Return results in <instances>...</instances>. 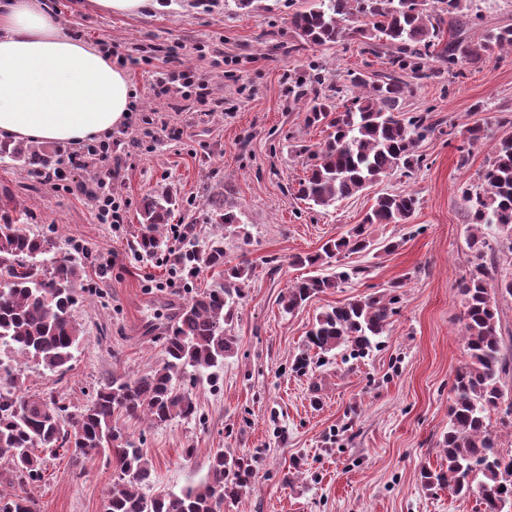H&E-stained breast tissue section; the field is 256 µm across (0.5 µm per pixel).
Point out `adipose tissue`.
Instances as JSON below:
<instances>
[{
	"label": "adipose tissue",
	"mask_w": 512,
	"mask_h": 512,
	"mask_svg": "<svg viewBox=\"0 0 512 512\" xmlns=\"http://www.w3.org/2000/svg\"><path fill=\"white\" fill-rule=\"evenodd\" d=\"M131 105L126 71L64 34L49 0H0V138L78 144Z\"/></svg>",
	"instance_id": "adipose-tissue-1"
}]
</instances>
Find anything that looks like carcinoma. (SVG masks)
<instances>
[{"label":"carcinoma","instance_id":"obj_1","mask_svg":"<svg viewBox=\"0 0 512 512\" xmlns=\"http://www.w3.org/2000/svg\"><path fill=\"white\" fill-rule=\"evenodd\" d=\"M482 19L472 0H316L295 12L291 23L303 44L335 45L356 37L365 54L387 55L386 71L354 72L339 85L320 74L321 86L306 116L311 125H325L327 135L303 145L308 168L298 181L297 196L319 207L349 198L395 170L420 169L419 146L438 126L429 112H406L412 92L404 77L434 75V64L458 75L494 50H512V27L487 30L477 41L462 33ZM505 130L495 139L481 184L462 189L470 220L468 248L474 253L469 274L457 291L464 307L462 337L468 361L456 373L448 432L442 441L446 467L426 471L428 484L446 485L457 495H477L481 512H512V451L500 448L491 415L512 427V398L505 399L512 380V348L500 330L497 296L512 298V272H500L497 251L512 254V113L496 118ZM9 156L32 172L52 165L45 147L20 141L0 142V157ZM420 204L416 194L401 190L380 194L361 224L347 235L329 240L314 255L295 257L302 266H322L342 252L365 253L372 241L369 224H402ZM213 223L223 229L239 224L224 206V193L206 198ZM177 199L168 192L144 198L138 246L147 256L163 245L160 229L168 224ZM495 228L505 240L493 248L485 230ZM178 256L192 273L221 269L224 286L193 296L181 307L164 337V362L136 379L114 376L91 402L75 411L54 397L21 392V369L0 366V459L10 464V489H0V512H33V500L16 491L41 479L36 451L72 448L83 456L106 455L121 473L105 502V512H223L224 501L251 484L252 460L216 452L206 479L178 492L149 496L152 465L142 448L113 421L119 413L129 420L158 426L176 418H199L196 396L186 387L232 353L230 335L235 304L243 297L248 268L229 265L224 236L201 247L194 234ZM82 267L58 255L55 241L27 232L10 217L0 219V348L6 347L43 369L65 374L77 349L81 328L75 316V293ZM348 280L345 273L310 276L289 286L283 309L292 313L312 297ZM395 297L368 296L321 312L309 332L310 345L321 353L349 345L359 354L387 331Z\"/></svg>","mask_w":512,"mask_h":512}]
</instances>
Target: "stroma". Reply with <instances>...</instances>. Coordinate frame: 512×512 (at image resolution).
<instances>
[{"mask_svg":"<svg viewBox=\"0 0 512 512\" xmlns=\"http://www.w3.org/2000/svg\"><path fill=\"white\" fill-rule=\"evenodd\" d=\"M314 0H158L139 14H105L91 0H51L69 35L107 45L125 68L134 105L111 132L112 159L122 172L112 194L123 206V230L98 223L89 191L104 170L95 160L65 172L57 185L39 183L9 159H0V213L56 241L60 254L84 268L75 315L83 333L70 370L50 373L19 354L0 362L22 369L21 389L54 395L79 408L112 376L137 378L163 362V337L180 305L217 287L221 273L171 276L173 257L140 256L141 202L170 191L181 205L172 223L194 225L198 240L219 234L204 201L223 190L245 235L225 236L231 263L252 268L232 323L234 352L217 383L199 379L193 392L201 418L154 427L117 417L153 465L148 493L176 491L203 479L216 450L251 458L252 487L224 512H479L475 497L425 486L421 472L443 463L455 374L466 360L457 284L470 268L469 220L461 190L476 186L489 159L486 145L468 146L463 131L494 121L512 108V52L467 68L463 77L439 67L416 81L409 112H430L441 125L422 142L424 163L412 177L392 172L361 193L322 208L299 199L304 175L299 148L321 141L306 126L309 98L296 86L310 64L332 77L376 73L385 55L362 53L358 39L294 51V12ZM181 44L182 67L196 71L210 99L194 88L154 89L149 64L158 47ZM392 190L417 193L420 205L403 224H373L369 252L341 254L335 272L351 277L285 313L281 298L292 282L314 275L294 257L320 252L360 224L376 197ZM394 251H386L388 243ZM400 284L388 330L361 356L341 347L322 355L307 333L322 311ZM308 361L296 370L297 357ZM193 456H186V449ZM117 481L102 455L72 460L47 456L41 480L29 488L34 512H104Z\"/></svg>","mask_w":512,"mask_h":512,"instance_id":"stroma-1","label":"stroma"}]
</instances>
